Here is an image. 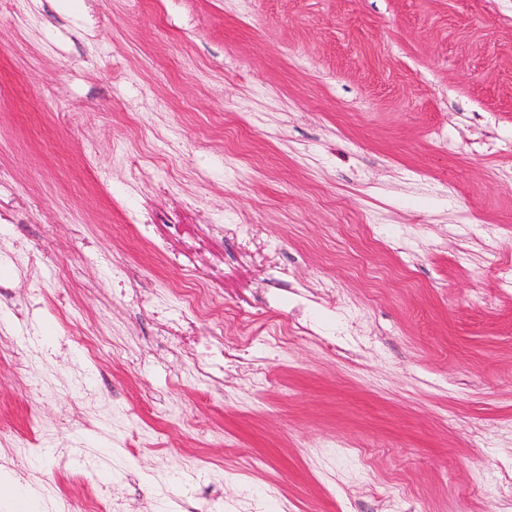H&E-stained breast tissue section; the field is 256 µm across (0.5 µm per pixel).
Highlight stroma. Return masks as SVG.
Here are the masks:
<instances>
[{
    "label": "stroma",
    "mask_w": 512,
    "mask_h": 512,
    "mask_svg": "<svg viewBox=\"0 0 512 512\" xmlns=\"http://www.w3.org/2000/svg\"><path fill=\"white\" fill-rule=\"evenodd\" d=\"M510 264L512 0H0V463L48 500L512 512ZM195 282L257 382L195 371Z\"/></svg>",
    "instance_id": "35a3bbf8"
}]
</instances>
